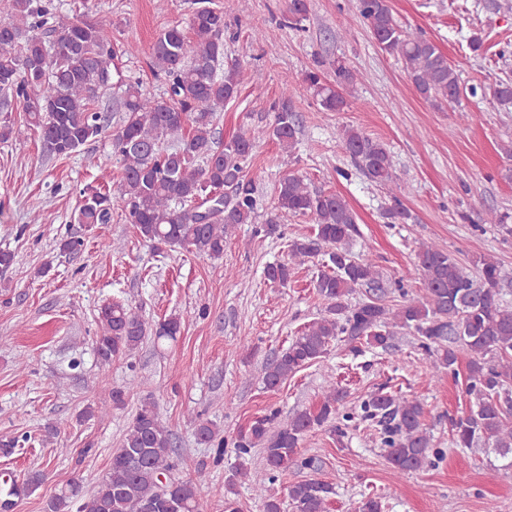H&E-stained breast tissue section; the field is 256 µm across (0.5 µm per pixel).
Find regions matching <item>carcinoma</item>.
<instances>
[{"label":"carcinoma","instance_id":"1","mask_svg":"<svg viewBox=\"0 0 512 512\" xmlns=\"http://www.w3.org/2000/svg\"><path fill=\"white\" fill-rule=\"evenodd\" d=\"M357 9L373 39L396 57L425 101L439 107L460 102L464 95L459 74L432 40L394 21L389 0H357ZM307 0H288V27L301 28ZM224 8L199 7L187 27L165 28L151 48L150 66L163 77L165 92L156 96L140 81L123 79L117 61L137 52L135 45L112 38V27L99 21L69 19L54 0H4L0 6V142L14 133L12 113L22 103L28 126L52 156L69 157L103 132L102 115L94 103L114 86L123 87L116 111L122 113L112 131V154L121 177L114 192L88 186L82 191L80 224H108L120 213L137 235L157 250L177 249L218 260L224 243L240 224H250L256 209V187L247 162L257 143L273 138L283 148L297 144L299 123L288 98L275 108L265 126L248 127L221 143L215 136L217 113L240 93V70L224 61ZM336 83L319 70L304 75L319 104L331 112L348 106L339 87L356 81L343 61H336ZM492 100L512 102V81L490 90ZM341 143L365 176L387 190L393 205L384 218L404 223L410 214L394 192L392 158L379 140L344 127ZM308 216L311 233L288 244L289 262L270 264L265 276L273 283L288 282L292 266L323 256L314 288L325 312L304 326L288 346L263 368L266 389L277 390L289 377L327 358L333 345L348 337L370 348L387 350L399 330L417 336L420 348L433 357L432 377L442 370L456 372L458 351L467 355V412L449 420L457 448L495 454L494 471L512 474V306L502 301L503 284L512 283V270L497 260L481 258L470 273L458 259L433 243L420 246L416 258L424 294L398 289L400 304L385 303L374 263L359 259L349 248L355 215L341 196L310 188L304 179L288 174L273 197L266 233L273 234L289 218ZM358 288L373 291L353 304ZM179 317L170 315L145 322L132 307L115 302L101 309L95 350L105 366L131 356L150 336L175 339ZM344 391L332 379L313 409L278 421V413L259 416L239 430L234 448L247 455L263 450L264 470L254 475L237 470L224 486L211 488L224 498L225 508L237 512L228 495L240 478L251 480L254 498L263 512H327L333 487L309 478L287 487L282 498L274 484L292 467L317 470L315 459L301 458L298 448L311 431L325 425L340 430L336 420ZM125 405V391L115 388L110 402L87 406L80 417L107 414ZM363 418L377 426L386 460L398 472L419 471L443 458L424 424L425 408L417 399L379 391L362 402ZM198 442L224 456L225 441L216 424L197 420ZM173 440L156 410L154 392L142 400L119 448L112 453L108 473L93 492L71 480L47 503L46 512H203L201 474L177 477L173 470ZM40 471L27 474L4 493L17 499L34 492L44 480Z\"/></svg>","mask_w":512,"mask_h":512}]
</instances>
